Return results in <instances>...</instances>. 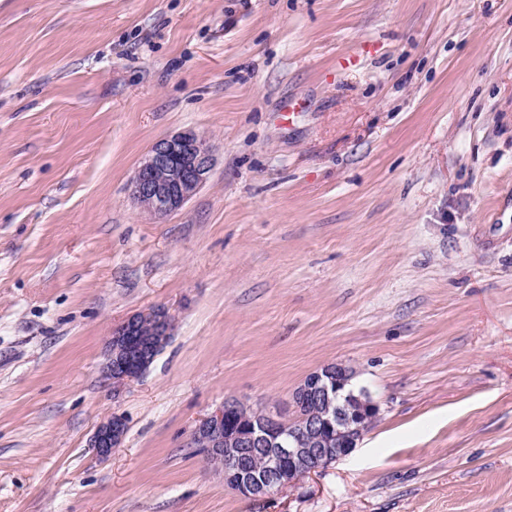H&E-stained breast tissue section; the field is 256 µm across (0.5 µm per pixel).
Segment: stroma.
<instances>
[{"label":"stroma","instance_id":"obj_1","mask_svg":"<svg viewBox=\"0 0 512 512\" xmlns=\"http://www.w3.org/2000/svg\"><path fill=\"white\" fill-rule=\"evenodd\" d=\"M185 130L214 165L153 219ZM331 362L380 407L349 459L250 499L190 447ZM0 512H512V0H0ZM213 161L211 146L194 131L161 139L140 162L131 195L150 215L167 216L183 208L206 182ZM173 317L163 306L139 312L112 331L103 372L117 387L141 377L169 340ZM127 431V421L122 415H112L99 423L91 438V448L97 456L107 459L116 448H120Z\"/></svg>","mask_w":512,"mask_h":512}]
</instances>
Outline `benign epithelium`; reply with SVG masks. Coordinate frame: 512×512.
Listing matches in <instances>:
<instances>
[{
    "label": "benign epithelium",
    "mask_w": 512,
    "mask_h": 512,
    "mask_svg": "<svg viewBox=\"0 0 512 512\" xmlns=\"http://www.w3.org/2000/svg\"><path fill=\"white\" fill-rule=\"evenodd\" d=\"M205 138L187 130L152 145L130 184L140 207L162 218L181 208L206 182L213 166ZM173 317L163 306L139 312L112 331L103 372L112 387L141 377L169 340ZM355 370L343 363L309 373L292 393L294 416L255 411L226 398L195 424L190 444L204 447L224 468V484L252 497H264L306 475L351 455L379 415L363 390L351 388ZM127 431L124 416L114 414L96 427L91 447L107 459L121 446ZM258 448L264 470L254 472L246 451Z\"/></svg>",
    "instance_id": "1"
}]
</instances>
